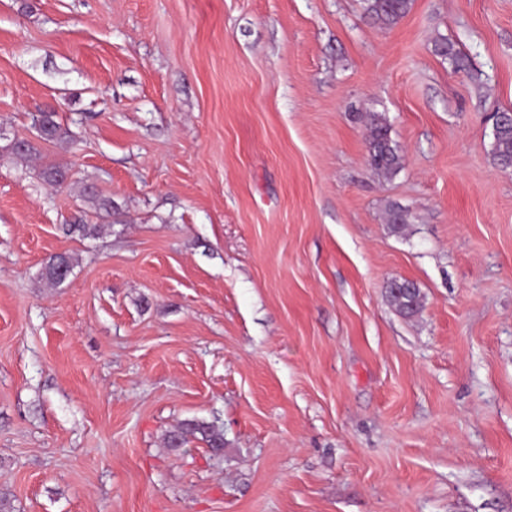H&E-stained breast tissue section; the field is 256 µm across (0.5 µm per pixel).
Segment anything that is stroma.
I'll list each match as a JSON object with an SVG mask.
<instances>
[{"instance_id": "35a3bbf8", "label": "stroma", "mask_w": 512, "mask_h": 512, "mask_svg": "<svg viewBox=\"0 0 512 512\" xmlns=\"http://www.w3.org/2000/svg\"><path fill=\"white\" fill-rule=\"evenodd\" d=\"M505 108L512 0H413L388 29L363 0H0L11 512H512ZM369 111L404 157L387 180ZM186 420L223 453L166 448ZM433 51L448 60L454 70L461 71L469 68V57L447 37L441 36L434 40ZM367 131V161L377 175L391 178L403 167V155L389 135L386 118L379 112H367L364 116ZM490 155L497 166L512 167V119L505 117L492 124ZM387 300L406 317L415 316L422 306L419 288L408 280H401L400 285H390L387 290Z\"/></svg>"}]
</instances>
